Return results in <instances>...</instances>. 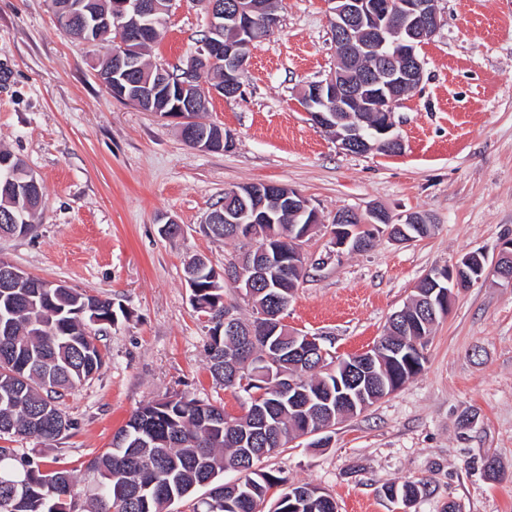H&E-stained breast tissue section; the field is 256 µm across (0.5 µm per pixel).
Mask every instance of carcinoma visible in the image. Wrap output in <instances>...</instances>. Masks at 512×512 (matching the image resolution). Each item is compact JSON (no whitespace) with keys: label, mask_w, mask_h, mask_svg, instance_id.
<instances>
[{"label":"carcinoma","mask_w":512,"mask_h":512,"mask_svg":"<svg viewBox=\"0 0 512 512\" xmlns=\"http://www.w3.org/2000/svg\"><path fill=\"white\" fill-rule=\"evenodd\" d=\"M17 187L7 190L0 180V215L9 212L27 221L34 230L44 194L28 191L18 177ZM303 227L302 218L281 213L279 224H254L252 236L268 250L288 254L291 241ZM305 272H283L279 287H253L244 293L252 319L244 326L270 324L268 332L244 336L224 333V309L237 306L224 301V279L198 282L193 295L199 308L210 317L206 345L212 380L244 398L246 412L229 416L221 405L173 394L149 401L138 408L113 435L109 448L86 465L93 473L95 492L88 512H169L182 501H193L192 512H261L270 491L284 480L257 467L280 453L289 437L304 430L306 421H327L354 416L394 393L417 375L424 363L423 349L433 327L421 326L414 336L400 335L396 324L380 342L403 348L395 355L383 347L373 352V366L361 375L353 371L355 357L339 360L334 372L317 357L302 364L288 358L292 331L279 323V298L301 284ZM41 278L33 276L18 288L0 290V321L10 335H0V438L36 437L53 441L72 429L63 410L69 391L92 380L104 364L105 355L91 335L92 312L103 322L114 321L112 300L74 288H52L45 296ZM252 356L246 371L234 377L235 369L224 368L227 360H240L241 351ZM281 350L280 368L295 377L298 404L312 401L298 411L282 399L267 379L264 355ZM247 377L250 389L241 388ZM366 385L363 405L353 406L345 394L352 384ZM261 393L254 404L250 393ZM331 398V413L313 410L322 398ZM242 474L224 481V472ZM425 489L421 480L387 483L389 491L403 499L418 498ZM71 470L46 465L14 448L0 447V512H76ZM203 497H197L198 492ZM274 512H336V502L320 488L308 483L282 490Z\"/></svg>","instance_id":"cac0c4a2"}]
</instances>
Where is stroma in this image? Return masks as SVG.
I'll return each instance as SVG.
<instances>
[{"instance_id": "1", "label": "stroma", "mask_w": 512, "mask_h": 512, "mask_svg": "<svg viewBox=\"0 0 512 512\" xmlns=\"http://www.w3.org/2000/svg\"><path fill=\"white\" fill-rule=\"evenodd\" d=\"M275 4L280 23L251 46L241 94L211 97L200 115L234 137L214 152L190 149L175 122L113 100L94 71L107 43L58 29L50 0H0V148L45 195L32 234L0 237V260L123 310L101 328L104 366L63 402L72 429L54 441L6 442L75 467L78 504L93 488L86 462L141 405L179 393L232 416L245 411L210 377L209 324L184 273L191 255L221 269L247 249L201 230L225 191L275 183L318 209L309 243L318 263L283 319L339 358L371 349L428 270L475 250L495 257L512 239V0H437L442 25L420 50L423 81L393 111L397 155L346 152L308 120L301 89L336 65L333 5ZM205 24L198 0H182L149 61L186 65ZM373 206L423 215L430 236L398 245L381 233L364 251L330 254L336 212ZM169 217L181 235L161 233ZM424 356L398 391L340 421L329 447L294 440L268 468L321 488L338 512H512V287L490 279L459 293ZM489 458L500 466L494 479L483 469ZM419 478L427 492L412 507L381 493Z\"/></svg>"}]
</instances>
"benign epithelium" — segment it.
Listing matches in <instances>:
<instances>
[{"label":"benign epithelium","instance_id":"benign-epithelium-1","mask_svg":"<svg viewBox=\"0 0 512 512\" xmlns=\"http://www.w3.org/2000/svg\"><path fill=\"white\" fill-rule=\"evenodd\" d=\"M87 0H70L66 15L76 23L79 39L85 43L99 41L101 30L115 27L120 35L115 40L118 47L109 55L110 67L104 76L105 87L112 98L134 104L148 112L154 96L161 90L176 91L181 102L161 115V118L179 123L185 143L198 151H226L233 146L230 132H200L195 126L196 112L206 105V97L195 87L196 77L204 66L217 59L224 60V83L210 88V93L231 99L240 94L242 73L247 49L259 40L270 36L277 27V20L263 13L256 0H235L234 7L224 10L223 0H211L207 15L208 36L183 68L181 81H169L167 68L156 69L154 81L136 82L138 69L135 52L138 44L157 32V25L167 21L176 0H165V7L157 8L154 0H112V10L91 12ZM334 3V31L338 38H358L371 32L372 42L365 46L387 65L363 71L358 65L344 69L343 58H338L336 68L321 81L311 82L303 89L300 104L308 119L317 127L334 134L339 148L350 152H366L386 148L399 154L403 142L395 133L393 109L405 95L422 81L423 62L418 49L437 33L441 19L435 0H331ZM232 27L237 37L224 39L223 29ZM280 192L284 206L305 219L306 227L295 240L294 251L289 253L292 263L307 266L310 261L305 250V240L311 229L321 223V216L309 199L297 190L278 184H249L233 190L236 203L210 214L207 224L212 230L218 224H273L275 213L266 207L272 192ZM425 220L417 214L405 218L395 217L383 208H371L365 213L344 210L336 213L331 229L334 248L355 250L361 242L355 233L387 225L388 235L395 241L411 239L407 228L423 230ZM282 258L274 259L267 248L251 249L232 265L224 268V279L235 286L265 284L278 286ZM492 274L512 285V240L501 243L491 268L486 263L474 264L472 253L457 258L446 268L437 267L420 280L423 287L415 289L414 301L418 304L420 318L447 316L457 294L471 287L475 275ZM318 355L326 358L317 337L306 335L295 339L288 356Z\"/></svg>","mask_w":512,"mask_h":512}]
</instances>
